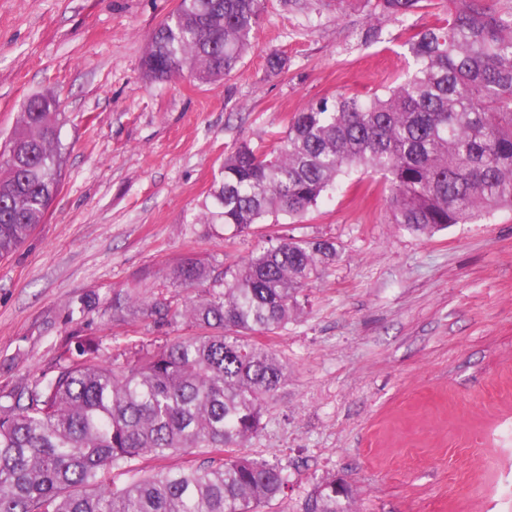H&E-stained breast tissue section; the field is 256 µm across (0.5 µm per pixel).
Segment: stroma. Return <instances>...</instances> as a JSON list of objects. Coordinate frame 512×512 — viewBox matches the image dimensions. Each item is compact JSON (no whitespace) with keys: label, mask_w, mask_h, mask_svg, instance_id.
<instances>
[{"label":"stroma","mask_w":512,"mask_h":512,"mask_svg":"<svg viewBox=\"0 0 512 512\" xmlns=\"http://www.w3.org/2000/svg\"><path fill=\"white\" fill-rule=\"evenodd\" d=\"M178 0H0V150L24 100L62 114V188L44 224L0 260V405L101 341L122 363L178 329L112 316V298L171 296L194 254L239 263L267 237L333 239L340 258L306 290L303 315L269 339L288 382L246 454L285 468L265 512H303L315 479L354 489L355 512L470 508L512 471V210L427 237L390 221L381 176L355 171L302 219L224 240L195 218L241 141L268 150L295 112L382 93L412 64L405 43L444 0L399 19L332 0H263L254 47L224 80H147L148 37ZM277 55L285 67L271 71ZM484 476L460 482L467 463Z\"/></svg>","instance_id":"obj_1"}]
</instances>
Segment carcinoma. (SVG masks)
<instances>
[{"label": "carcinoma", "mask_w": 512, "mask_h": 512, "mask_svg": "<svg viewBox=\"0 0 512 512\" xmlns=\"http://www.w3.org/2000/svg\"><path fill=\"white\" fill-rule=\"evenodd\" d=\"M423 0H364L369 16L397 19ZM448 16L407 40L414 66L385 93L322 98L291 119L269 152L243 141L197 221L230 238L268 217L297 219L357 168L384 174L390 223L432 235L512 209V11L490 0H448ZM261 0H178L151 34L144 75L201 83L229 75L253 46ZM57 100L21 107L0 152V259L43 223L62 184ZM339 260L334 241L276 236L235 267L196 255L169 272L181 291L112 301L135 324L191 329L121 366L101 344L77 339V355L0 406V512H262L285 493L277 462L241 451L288 382L265 343L303 311L304 291ZM193 448L198 466L131 467ZM128 475L120 487L107 477ZM343 481L316 482L305 512H352Z\"/></svg>", "instance_id": "1"}]
</instances>
